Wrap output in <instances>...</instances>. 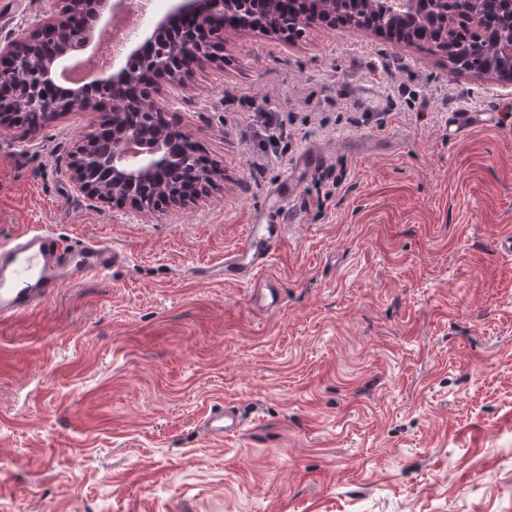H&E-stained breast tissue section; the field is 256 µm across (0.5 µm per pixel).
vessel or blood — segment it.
Returning <instances> with one entry per match:
<instances>
[{
  "label": "vessel or blood",
  "mask_w": 512,
  "mask_h": 512,
  "mask_svg": "<svg viewBox=\"0 0 512 512\" xmlns=\"http://www.w3.org/2000/svg\"><path fill=\"white\" fill-rule=\"evenodd\" d=\"M497 112H455L448 123L449 138L466 129L499 125ZM272 212L251 226L244 246L225 257V279L249 285L254 303L272 307L274 287L260 271L275 249L280 225L287 223L288 212L282 204L287 192L279 190ZM122 252L103 241L84 239L67 242L41 230L27 231L0 243V321H5L46 302L59 288L89 276L102 274L123 262ZM243 420L234 407L219 406L202 420L199 431L205 439L221 441L236 434Z\"/></svg>",
  "instance_id": "1"
}]
</instances>
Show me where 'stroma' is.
<instances>
[{"instance_id":"obj_1","label":"stroma","mask_w":512,"mask_h":512,"mask_svg":"<svg viewBox=\"0 0 512 512\" xmlns=\"http://www.w3.org/2000/svg\"><path fill=\"white\" fill-rule=\"evenodd\" d=\"M60 6L17 0L0 40ZM301 29H225L176 95L221 171L184 210L74 191L101 113L0 127V241L126 255L0 322V512H512V88L438 42ZM464 109L511 119L449 139ZM311 147L254 305L216 270ZM222 403L244 427L214 444ZM243 426V420L233 406H219L202 420L199 431L205 439L223 441L236 434Z\"/></svg>"}]
</instances>
